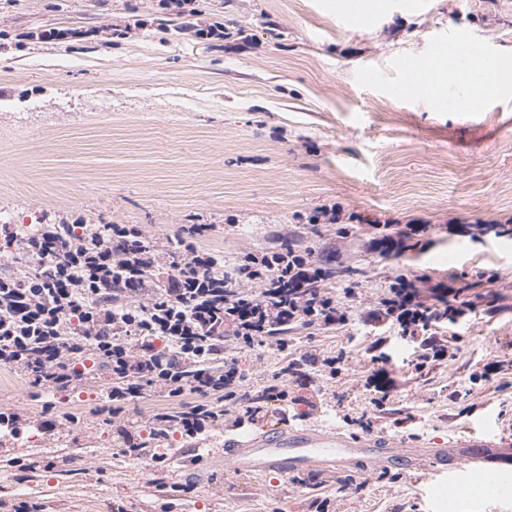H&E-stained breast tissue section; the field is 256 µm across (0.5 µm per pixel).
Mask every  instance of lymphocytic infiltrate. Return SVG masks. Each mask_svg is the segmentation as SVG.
Wrapping results in <instances>:
<instances>
[{
    "mask_svg": "<svg viewBox=\"0 0 512 512\" xmlns=\"http://www.w3.org/2000/svg\"><path fill=\"white\" fill-rule=\"evenodd\" d=\"M430 224L421 219L407 224L388 221L376 225L366 239L368 253L383 257H401L415 249L429 234ZM282 261L271 260L269 254L258 251L242 253L224 274V303L235 313L224 334L236 342L246 338L267 335L272 318L287 315L289 325L306 327H333L346 324L348 308L345 297L353 296V287H346L344 298L328 291L327 282L332 266L340 262L338 250L325 251L322 256L288 242L282 244ZM252 285L253 294H244V285ZM471 282L454 277L436 286L429 300L419 295L416 277L401 275L389 286L388 293L363 316L364 323L381 326L396 324L405 336L421 337L416 365L425 360L444 357L448 351L442 341L432 336V326L457 324L466 315L469 306L463 292L471 289ZM287 289V299H280L279 289Z\"/></svg>",
    "mask_w": 512,
    "mask_h": 512,
    "instance_id": "1",
    "label": "lymphocytic infiltrate"
}]
</instances>
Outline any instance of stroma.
<instances>
[{"label": "stroma", "instance_id": "35a3bbf8", "mask_svg": "<svg viewBox=\"0 0 512 512\" xmlns=\"http://www.w3.org/2000/svg\"><path fill=\"white\" fill-rule=\"evenodd\" d=\"M374 2V27L357 31L335 0H196L191 21L156 0H0V224L46 215L135 224L162 249L186 225L211 224L194 245L224 265L289 240L337 246L344 265L333 293L359 283L347 324L299 328L287 351L225 340L242 390L278 383L288 399L261 422L228 401L223 427L194 441L173 436L166 486L153 464L124 455L112 427L145 425L199 395L146 391L109 426L92 390L58 405L78 424L42 445L0 438V512L20 499L39 512H442L437 485L396 469L344 468L355 479L345 489L321 470L249 476L226 468L224 442L273 426L356 434L363 421L368 433L422 448L480 427L512 439V371L484 372L512 359V235L479 242L439 230L454 217L512 214V87L465 112L396 91L403 61L429 57L453 29L512 64V0ZM217 23L224 40L195 36V26ZM49 29L67 36L41 41ZM374 69L380 80L367 82ZM334 203L363 218L343 239L336 225L303 220ZM389 218L426 220L430 244L400 258L365 252L372 222ZM402 274L421 277L424 297L455 276L474 284L463 295L471 312L443 331L448 356L421 371L412 364L419 339L362 320ZM288 352L306 363L284 379ZM339 354L330 374L322 361ZM379 367L396 384L382 412L366 385ZM51 397L23 373L0 376V411L31 421ZM193 446L200 459L179 458ZM174 484L192 491L171 494Z\"/></svg>", "mask_w": 512, "mask_h": 512}]
</instances>
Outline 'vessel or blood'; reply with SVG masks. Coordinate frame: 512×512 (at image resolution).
I'll use <instances>...</instances> for the list:
<instances>
[{
  "label": "vessel or blood",
  "mask_w": 512,
  "mask_h": 512,
  "mask_svg": "<svg viewBox=\"0 0 512 512\" xmlns=\"http://www.w3.org/2000/svg\"><path fill=\"white\" fill-rule=\"evenodd\" d=\"M336 13L349 27L360 30L370 29L375 22L362 0H336ZM451 46L474 56L486 68L490 80L498 81V59L483 44L473 41L466 32L454 30L436 43L434 51L440 54ZM404 68L409 76L427 85L441 80L438 68L428 58L407 59ZM224 461L236 470L255 475L274 472L287 476L299 470L369 461L402 464L422 481L445 471L463 476L476 473L487 480L512 466V442L470 433L443 447L424 451L401 447L398 441L383 434L347 436L313 429L270 428L228 442Z\"/></svg>",
  "instance_id": "1"
}]
</instances>
